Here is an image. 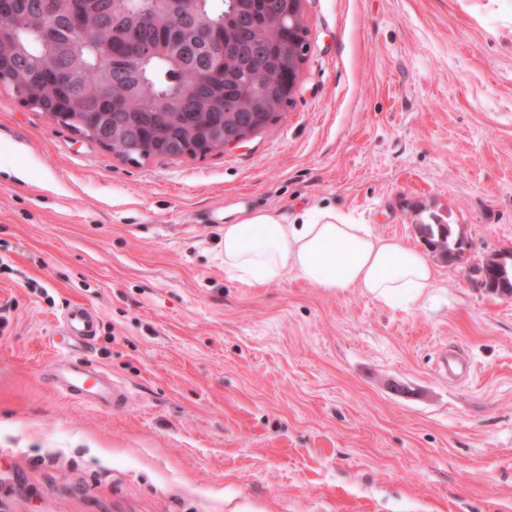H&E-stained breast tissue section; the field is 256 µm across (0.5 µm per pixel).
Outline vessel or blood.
<instances>
[{
    "mask_svg": "<svg viewBox=\"0 0 512 512\" xmlns=\"http://www.w3.org/2000/svg\"><path fill=\"white\" fill-rule=\"evenodd\" d=\"M62 328L65 335L75 341H90L96 333L97 316L84 306H70L63 314ZM55 361L57 388L69 398L82 403L107 398L120 403L126 399V389L113 382L111 376L104 371L71 363L67 347L56 346Z\"/></svg>",
    "mask_w": 512,
    "mask_h": 512,
    "instance_id": "b4317fda",
    "label": "vessel or blood"
}]
</instances>
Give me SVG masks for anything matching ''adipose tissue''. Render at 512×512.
<instances>
[{
  "instance_id": "ef3b65f1",
  "label": "adipose tissue",
  "mask_w": 512,
  "mask_h": 512,
  "mask_svg": "<svg viewBox=\"0 0 512 512\" xmlns=\"http://www.w3.org/2000/svg\"><path fill=\"white\" fill-rule=\"evenodd\" d=\"M224 270L241 283L270 284L296 274L328 293L356 288L382 306L434 299L436 269L418 249L350 223L333 208L288 219L276 210L245 213L224 227Z\"/></svg>"
}]
</instances>
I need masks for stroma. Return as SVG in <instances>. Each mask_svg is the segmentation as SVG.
Listing matches in <instances>:
<instances>
[{
    "mask_svg": "<svg viewBox=\"0 0 512 512\" xmlns=\"http://www.w3.org/2000/svg\"><path fill=\"white\" fill-rule=\"evenodd\" d=\"M294 99L249 141L131 162L0 86V512H512V0H304ZM334 207L428 250L434 310L224 271L247 211ZM71 358L129 390L54 386ZM62 328L74 341L88 342L95 336L97 316L82 305L70 306L63 314ZM54 351L57 389L62 394L82 403L107 400L110 396L112 404H119L127 398L126 389L113 382L112 377L103 370L70 363L68 348L65 346L58 345Z\"/></svg>",
    "mask_w": 512,
    "mask_h": 512,
    "instance_id": "stroma-1",
    "label": "stroma"
}]
</instances>
